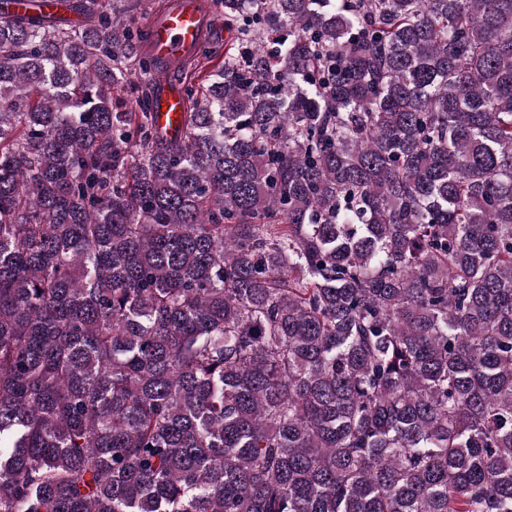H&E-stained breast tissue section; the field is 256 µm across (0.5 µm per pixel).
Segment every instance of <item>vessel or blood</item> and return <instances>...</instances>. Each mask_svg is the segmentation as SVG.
<instances>
[{"mask_svg": "<svg viewBox=\"0 0 512 512\" xmlns=\"http://www.w3.org/2000/svg\"><path fill=\"white\" fill-rule=\"evenodd\" d=\"M213 29L208 0H162L151 16L141 51L158 65L152 110L159 128L178 130L188 109L181 85L168 77L169 67L194 61Z\"/></svg>", "mask_w": 512, "mask_h": 512, "instance_id": "vessel-or-blood-1", "label": "vessel or blood"}]
</instances>
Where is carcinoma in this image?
I'll use <instances>...</instances> for the list:
<instances>
[{
  "label": "carcinoma",
  "instance_id": "cac0c4a2",
  "mask_svg": "<svg viewBox=\"0 0 512 512\" xmlns=\"http://www.w3.org/2000/svg\"><path fill=\"white\" fill-rule=\"evenodd\" d=\"M0 0V512H512V0ZM157 1L146 0V16L140 20L142 26ZM213 29L212 12L206 0H166L149 19L141 51L159 65L151 109L159 128L171 133L178 130L181 114L188 111L182 87L169 80L168 67L194 61Z\"/></svg>",
  "mask_w": 512,
  "mask_h": 512
}]
</instances>
